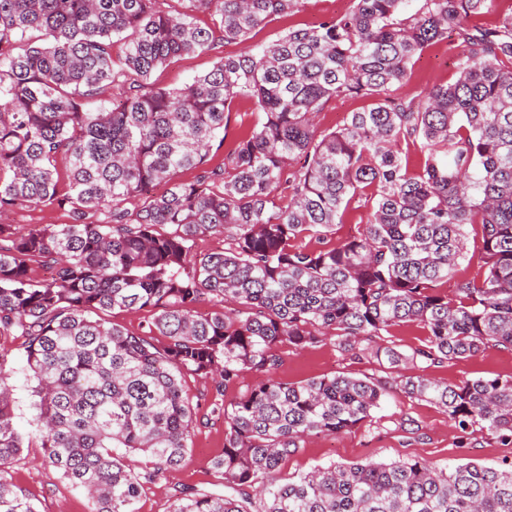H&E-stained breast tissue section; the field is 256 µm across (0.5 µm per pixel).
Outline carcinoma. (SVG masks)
Here are the masks:
<instances>
[{
    "instance_id": "carcinoma-1",
    "label": "carcinoma",
    "mask_w": 512,
    "mask_h": 512,
    "mask_svg": "<svg viewBox=\"0 0 512 512\" xmlns=\"http://www.w3.org/2000/svg\"><path fill=\"white\" fill-rule=\"evenodd\" d=\"M190 2L217 25L162 0H0V466L33 436L87 493L89 512H140L144 486L182 463L201 424L185 377H206L211 413L224 417L212 468L229 493L182 489L168 512H512V459L498 469L369 460L263 482L307 436L351 430L393 392L447 412L461 448L477 432L512 444V376L274 378L283 346L330 336L357 356L410 323L427 333L410 355L373 349L392 369L512 350V12L476 27L493 0H353L160 88L156 69L243 42L304 0ZM450 33L465 46L456 79L396 95L414 58ZM109 86L120 99L86 111L84 100ZM241 94L261 118L212 168ZM337 98L372 104L318 130L317 114ZM410 145L422 159L415 172L403 164ZM61 158L69 190L60 198ZM188 170L194 178L180 179ZM54 201L67 223L4 220ZM353 205L370 208L358 235L326 249L295 244L342 223ZM214 235L223 249L194 251ZM472 239L482 275L451 297L439 292ZM38 267L51 277L37 280ZM206 298L234 308L200 314ZM115 309L150 312L148 330L102 317ZM246 371L261 380L224 403ZM18 372L37 381L26 434L8 385ZM138 453L150 458L142 474L125 463ZM0 512H36L2 469Z\"/></svg>"
}]
</instances>
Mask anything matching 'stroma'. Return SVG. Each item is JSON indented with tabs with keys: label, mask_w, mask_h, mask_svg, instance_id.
<instances>
[{
	"label": "stroma",
	"mask_w": 512,
	"mask_h": 512,
	"mask_svg": "<svg viewBox=\"0 0 512 512\" xmlns=\"http://www.w3.org/2000/svg\"><path fill=\"white\" fill-rule=\"evenodd\" d=\"M351 5L352 0H305L300 11L286 17H273L256 29L250 41L254 44L272 43L288 27L318 23L344 13ZM242 49L239 43H217L206 53L185 56L158 68L152 73L151 80L155 85L168 89L182 87L195 76L212 69L220 58L240 53ZM459 52V43L453 37L425 50L416 58L409 80L399 89L400 94L410 96L433 85L453 81ZM258 117L250 96L235 99L224 142L211 152V166L223 165L228 149L256 123ZM401 368L404 374L423 373L446 383L485 376L508 377L512 375V351L490 347L473 358L445 367L422 370L413 363L405 362ZM387 373V365L378 363L367 354L351 358L337 348L334 339L328 338L302 350L283 348L277 377L284 382L299 383L335 374L380 377ZM223 448L224 420L214 416L196 429L181 465L166 471L146 486L140 512H167L173 494L183 488L223 491L222 481L210 465ZM41 457V448L32 440L6 467L9 478L31 499L37 512H88L85 494L62 480L52 467L42 464ZM511 457L512 447L501 446L492 437L479 433L475 434L470 448H459L453 423L446 412L424 401L394 395L385 398L371 420L350 431L306 437L303 449L288 457L274 478L283 482L313 466L331 463L415 459L435 466H454L472 461L496 467Z\"/></svg>",
	"instance_id": "1"
}]
</instances>
